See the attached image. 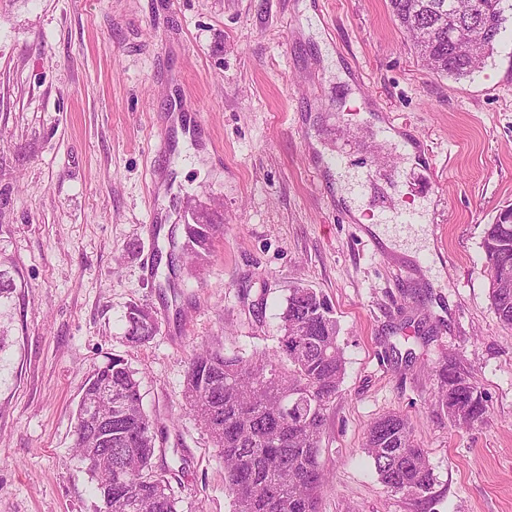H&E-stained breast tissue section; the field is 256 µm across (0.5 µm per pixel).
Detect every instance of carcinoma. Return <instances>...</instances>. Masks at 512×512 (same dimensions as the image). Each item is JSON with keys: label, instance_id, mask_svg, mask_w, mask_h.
<instances>
[{"label": "carcinoma", "instance_id": "1", "mask_svg": "<svg viewBox=\"0 0 512 512\" xmlns=\"http://www.w3.org/2000/svg\"><path fill=\"white\" fill-rule=\"evenodd\" d=\"M505 0H389L401 28L410 34L423 65L438 75L460 79L482 67L506 21ZM469 40L465 54L454 50L448 33ZM216 225L185 227L182 254L204 263ZM487 270L512 264V207L484 231ZM489 298L501 324L512 329V283L489 278ZM281 336L271 353L227 356L203 346L192 353L183 397L224 459L225 489L232 512H319L328 471L321 459L327 411L344 378L333 311L323 295L295 288L281 316ZM125 338L133 346L157 331L151 311L138 305L126 314ZM435 403L459 427L482 421L486 396L457 364L436 370ZM101 392L99 415L112 417V483L92 467L101 503L97 512H177L169 482L154 469L155 420L142 405L139 383L124 359L112 361L88 379L83 395ZM99 447L86 431L74 448L79 456ZM362 448L380 482L390 491L423 496L434 475L427 452L415 439L408 417L388 413L372 421Z\"/></svg>", "mask_w": 512, "mask_h": 512}]
</instances>
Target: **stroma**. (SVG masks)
<instances>
[{
    "mask_svg": "<svg viewBox=\"0 0 512 512\" xmlns=\"http://www.w3.org/2000/svg\"><path fill=\"white\" fill-rule=\"evenodd\" d=\"M0 0V512H96L74 452L88 377L125 359L157 424L153 459L177 512H231L224 462L185 407L194 347L277 346L291 289L326 296L345 375L322 435L320 512H512V330L489 299L482 240L512 205V19L483 68L425 69L389 0ZM377 99L405 164L352 93ZM166 140L168 155L156 144ZM377 172L368 213L412 207L436 173L432 261L372 247L307 142ZM161 211V227L150 225ZM220 225L207 261L167 267L185 224ZM157 334L125 340L130 306ZM456 362L487 397L481 423L434 405ZM412 421L435 483L387 492L368 425Z\"/></svg>",
    "mask_w": 512,
    "mask_h": 512,
    "instance_id": "35a3bbf8",
    "label": "stroma"
}]
</instances>
